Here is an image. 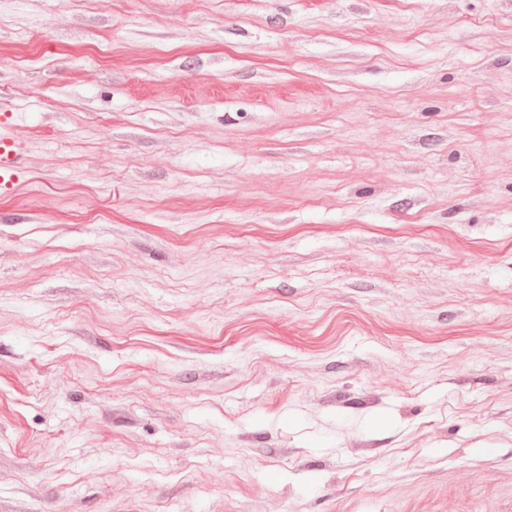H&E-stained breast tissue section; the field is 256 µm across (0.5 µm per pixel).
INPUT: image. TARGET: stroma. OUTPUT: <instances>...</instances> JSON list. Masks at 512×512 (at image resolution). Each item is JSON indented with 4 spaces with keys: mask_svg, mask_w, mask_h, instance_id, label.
Returning <instances> with one entry per match:
<instances>
[{
    "mask_svg": "<svg viewBox=\"0 0 512 512\" xmlns=\"http://www.w3.org/2000/svg\"><path fill=\"white\" fill-rule=\"evenodd\" d=\"M0 512H512V0H0ZM26 146L0 125V197L12 196L24 173Z\"/></svg>",
    "mask_w": 512,
    "mask_h": 512,
    "instance_id": "35a3bbf8",
    "label": "stroma"
}]
</instances>
